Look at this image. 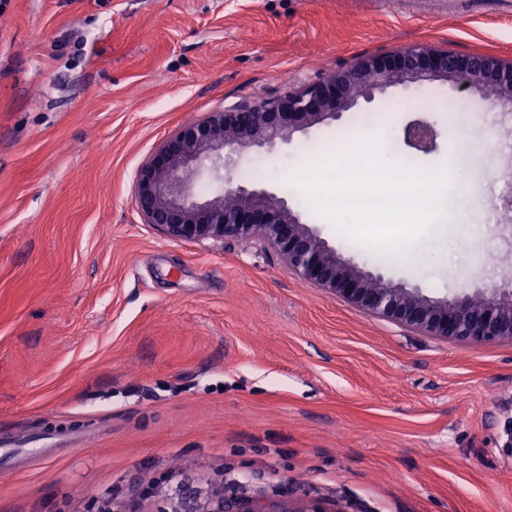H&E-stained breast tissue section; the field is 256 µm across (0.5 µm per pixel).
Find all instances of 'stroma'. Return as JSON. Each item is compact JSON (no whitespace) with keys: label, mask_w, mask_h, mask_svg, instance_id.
<instances>
[{"label":"stroma","mask_w":512,"mask_h":512,"mask_svg":"<svg viewBox=\"0 0 512 512\" xmlns=\"http://www.w3.org/2000/svg\"><path fill=\"white\" fill-rule=\"evenodd\" d=\"M433 43L512 58V0H6L0 7V434L84 442L0 464V512H205L216 489L341 512H512V342L468 346L305 283L256 239L175 243L136 175L182 124ZM439 148H407L419 102ZM376 114L421 172L458 154L443 233L386 262L308 204L300 158ZM343 257L433 298L512 277V113L444 81L250 152ZM175 481H167V473ZM95 488L90 500L87 488Z\"/></svg>","instance_id":"stroma-1"}]
</instances>
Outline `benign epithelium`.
<instances>
[{
    "label": "benign epithelium",
    "instance_id": "7a95c632",
    "mask_svg": "<svg viewBox=\"0 0 512 512\" xmlns=\"http://www.w3.org/2000/svg\"><path fill=\"white\" fill-rule=\"evenodd\" d=\"M442 80L475 102L496 93L495 106L512 112V60L491 54L462 55L427 44L354 58L322 80L290 88L258 104H235L178 127L141 166L135 206L146 223L173 242L256 238L276 249L305 282L331 290L364 311L448 340L484 345L512 342V280L475 293L432 298L405 288L380 272L345 260L319 231L301 221L287 201L264 187L233 183L239 156L268 150L296 132L338 121L361 103L418 89ZM439 131L418 117L402 130L404 143L419 152L435 149ZM206 173L225 182L224 193L194 197L193 183ZM209 512H335L321 498L263 504L232 492Z\"/></svg>",
    "mask_w": 512,
    "mask_h": 512
}]
</instances>
